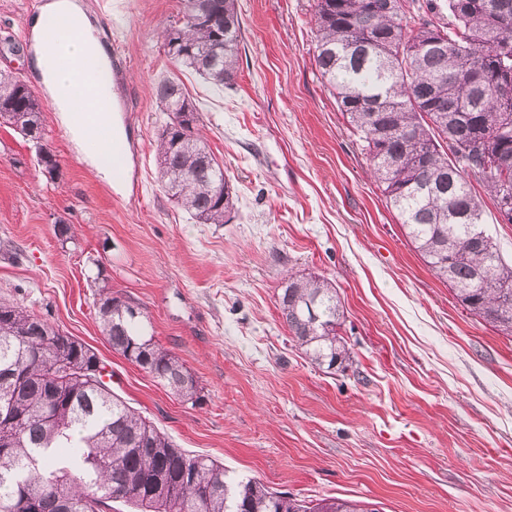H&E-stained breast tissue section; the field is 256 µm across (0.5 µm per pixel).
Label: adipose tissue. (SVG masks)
<instances>
[{"label":"adipose tissue","mask_w":512,"mask_h":512,"mask_svg":"<svg viewBox=\"0 0 512 512\" xmlns=\"http://www.w3.org/2000/svg\"><path fill=\"white\" fill-rule=\"evenodd\" d=\"M32 63L87 161L111 175L117 98L110 59L77 0H45L31 27Z\"/></svg>","instance_id":"adipose-tissue-1"}]
</instances>
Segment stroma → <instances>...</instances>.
Segmentation results:
<instances>
[{"label":"stroma","instance_id":"1","mask_svg":"<svg viewBox=\"0 0 512 512\" xmlns=\"http://www.w3.org/2000/svg\"><path fill=\"white\" fill-rule=\"evenodd\" d=\"M42 0H0V71L40 89L31 24ZM127 107V165L108 182L53 107L35 146L0 125V297L93 348L111 389L179 448L299 499L379 512H512V338L458 303L378 189L311 43L312 0H237L233 88L176 67L161 38L180 0H81ZM179 79L233 188L224 224H200L157 174L167 120L153 90ZM74 225L61 242L58 222ZM335 282L346 370L296 348L278 309L286 274ZM108 288L149 317L195 375L183 403L112 350L95 302Z\"/></svg>","mask_w":512,"mask_h":512}]
</instances>
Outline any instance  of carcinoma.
<instances>
[{"label":"carcinoma","instance_id":"obj_1","mask_svg":"<svg viewBox=\"0 0 512 512\" xmlns=\"http://www.w3.org/2000/svg\"><path fill=\"white\" fill-rule=\"evenodd\" d=\"M183 25L162 31L174 63L218 87L238 73L236 0H183ZM314 0V57L378 188L433 274L470 314L512 337V262L483 229L477 183L502 217L512 192V0ZM155 96L168 121L156 151L172 198L201 224H222L232 191L200 135L199 113L164 78ZM44 105L18 76L0 72V120L39 144V165L59 176L41 144ZM112 349L181 401L202 400L195 375L147 331L146 316L108 289L96 302ZM278 306L310 364L346 369L344 311L333 283L291 274ZM325 327L312 324L309 308ZM100 361L46 318L0 300V512H367L341 498L299 500L256 479L231 481L224 465L176 447L112 394L66 372ZM61 393L48 408L47 388Z\"/></svg>","mask_w":512,"mask_h":512}]
</instances>
